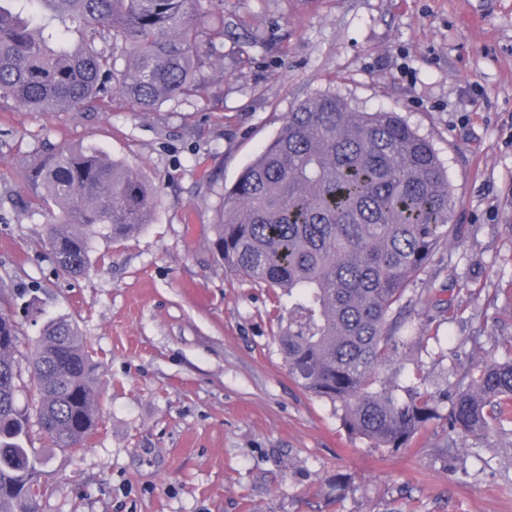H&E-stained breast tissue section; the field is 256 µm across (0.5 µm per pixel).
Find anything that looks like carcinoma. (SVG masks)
Listing matches in <instances>:
<instances>
[{"label": "carcinoma", "instance_id": "carcinoma-1", "mask_svg": "<svg viewBox=\"0 0 512 512\" xmlns=\"http://www.w3.org/2000/svg\"><path fill=\"white\" fill-rule=\"evenodd\" d=\"M224 0H0V102L33 112L94 107L120 95L140 112L191 96L201 68L224 58ZM59 216L46 235L60 266L85 273L96 237L150 223L155 194L140 173L93 148L60 151L27 174ZM454 194L433 145L394 112H360L320 93L288 113L223 197L212 247L230 271L288 296L278 345L289 375L338 404L347 431L378 448L410 445L438 412L431 397L378 383L408 287L448 239ZM20 328L0 297V512H25L39 486L16 405ZM35 416L55 448H75L101 410L99 365L68 321L36 340ZM448 415L461 437L512 422V359L478 361ZM380 387H375V384Z\"/></svg>", "mask_w": 512, "mask_h": 512}]
</instances>
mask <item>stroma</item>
I'll use <instances>...</instances> for the list:
<instances>
[{
	"label": "stroma",
	"instance_id": "obj_1",
	"mask_svg": "<svg viewBox=\"0 0 512 512\" xmlns=\"http://www.w3.org/2000/svg\"><path fill=\"white\" fill-rule=\"evenodd\" d=\"M224 58L156 111L0 104V287L21 328L19 406L37 396L33 341L76 324L100 365L96 433L53 448L39 427L37 512H512V425L453 438L463 371L512 358V0H224ZM399 113L448 170L455 230L407 296L421 337L380 374L431 394L439 416L392 452L350 436L298 387L277 337L278 291L210 247L225 187L288 113L319 93ZM94 146L157 189L151 224L92 243L83 275L56 263L27 207L40 159ZM344 477L335 491L331 482Z\"/></svg>",
	"mask_w": 512,
	"mask_h": 512
}]
</instances>
